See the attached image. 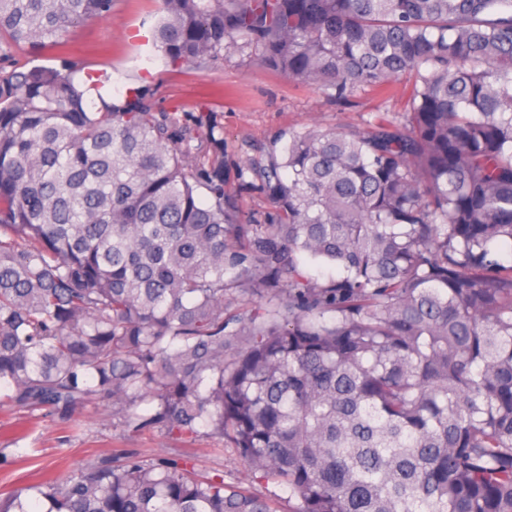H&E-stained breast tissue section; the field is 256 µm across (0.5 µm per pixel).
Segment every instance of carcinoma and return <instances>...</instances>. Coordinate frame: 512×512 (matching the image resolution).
<instances>
[{"label":"carcinoma","mask_w":512,"mask_h":512,"mask_svg":"<svg viewBox=\"0 0 512 512\" xmlns=\"http://www.w3.org/2000/svg\"><path fill=\"white\" fill-rule=\"evenodd\" d=\"M113 2L0 0V408L205 428L288 508L182 449L0 512H512V0H160L172 68L234 49L336 100L405 84L362 127L269 136L235 173L261 220L217 113L13 58Z\"/></svg>","instance_id":"obj_1"}]
</instances>
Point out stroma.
I'll return each instance as SVG.
<instances>
[{"mask_svg": "<svg viewBox=\"0 0 512 512\" xmlns=\"http://www.w3.org/2000/svg\"><path fill=\"white\" fill-rule=\"evenodd\" d=\"M160 16L158 0H114L105 17L72 28L62 43L49 44L36 54L17 51L20 61L47 67L68 58L86 71H107L113 98L129 89L151 86L157 110L194 112L207 106L224 125V162L228 168L259 159V145L273 132L289 127L321 125L343 128L374 119L382 100L366 90L345 102L326 96L270 71L248 67L228 51L222 63L209 68L185 66L167 69L151 46V30ZM405 100L404 86H397L388 102L399 109ZM27 436L16 439L14 427ZM217 439L202 436L196 441L199 469H220L226 481L248 484L254 494L282 505L288 492L274 482L248 483L246 470L232 449L217 451ZM20 448L25 463L0 470V489L29 483L44 471L66 472L89 459L117 449L153 454L173 452L177 441L157 432L134 433L112 422L111 407L101 403L76 414L73 420L36 419L15 410H0V448Z\"/></svg>", "mask_w": 512, "mask_h": 512, "instance_id": "stroma-1", "label": "stroma"}]
</instances>
